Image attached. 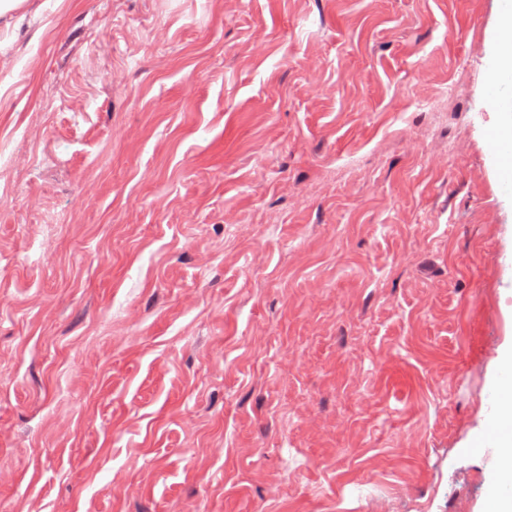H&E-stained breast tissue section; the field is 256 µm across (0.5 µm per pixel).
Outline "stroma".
Masks as SVG:
<instances>
[{"instance_id": "stroma-1", "label": "stroma", "mask_w": 512, "mask_h": 512, "mask_svg": "<svg viewBox=\"0 0 512 512\" xmlns=\"http://www.w3.org/2000/svg\"><path fill=\"white\" fill-rule=\"evenodd\" d=\"M31 2L0 17V512H489L503 0Z\"/></svg>"}]
</instances>
